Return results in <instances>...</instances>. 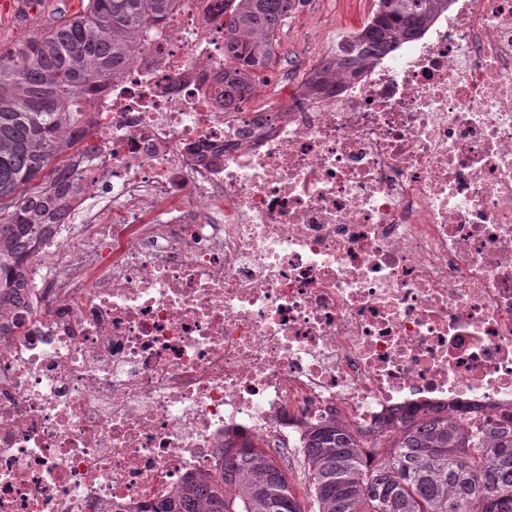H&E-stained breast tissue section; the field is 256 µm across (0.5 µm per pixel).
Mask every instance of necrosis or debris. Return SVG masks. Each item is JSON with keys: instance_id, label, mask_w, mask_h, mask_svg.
<instances>
[{"instance_id": "necrosis-or-debris-1", "label": "necrosis or debris", "mask_w": 512, "mask_h": 512, "mask_svg": "<svg viewBox=\"0 0 512 512\" xmlns=\"http://www.w3.org/2000/svg\"><path fill=\"white\" fill-rule=\"evenodd\" d=\"M189 0L0 336V512H143L225 441L399 409L512 414V0H448L360 75L225 108Z\"/></svg>"}]
</instances>
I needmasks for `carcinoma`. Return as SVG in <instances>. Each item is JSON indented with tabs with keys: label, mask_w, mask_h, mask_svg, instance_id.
Here are the masks:
<instances>
[{
	"label": "carcinoma",
	"mask_w": 512,
	"mask_h": 512,
	"mask_svg": "<svg viewBox=\"0 0 512 512\" xmlns=\"http://www.w3.org/2000/svg\"><path fill=\"white\" fill-rule=\"evenodd\" d=\"M446 0H376L349 48L320 73L357 74L421 33ZM304 0H224V106L256 92L276 35ZM184 0H87L82 12L0 52V322L38 259L45 227L70 206L84 117L112 82L165 37ZM294 462L256 441L224 443L221 473L190 479L150 512H512V426L472 424L455 409L415 408L372 437L342 420L308 426ZM304 487L309 510L289 473Z\"/></svg>",
	"instance_id": "obj_1"
}]
</instances>
